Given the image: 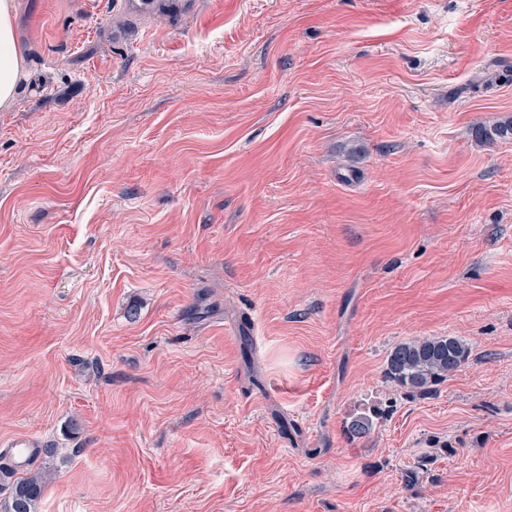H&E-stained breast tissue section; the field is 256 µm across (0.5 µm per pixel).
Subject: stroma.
<instances>
[{"instance_id": "stroma-1", "label": "stroma", "mask_w": 512, "mask_h": 512, "mask_svg": "<svg viewBox=\"0 0 512 512\" xmlns=\"http://www.w3.org/2000/svg\"><path fill=\"white\" fill-rule=\"evenodd\" d=\"M21 0L0 448L38 512H512V0ZM457 336L432 395L397 344ZM370 430L349 437L357 416ZM476 140L482 143L500 140H511L512 139V119L507 122L499 123L491 128H487L485 125H477L474 129ZM470 348L454 336L412 339L388 354L385 378L413 396H427L468 360Z\"/></svg>"}]
</instances>
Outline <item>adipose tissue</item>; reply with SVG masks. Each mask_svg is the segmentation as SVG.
Listing matches in <instances>:
<instances>
[{"instance_id":"ef3b65f1","label":"adipose tissue","mask_w":512,"mask_h":512,"mask_svg":"<svg viewBox=\"0 0 512 512\" xmlns=\"http://www.w3.org/2000/svg\"><path fill=\"white\" fill-rule=\"evenodd\" d=\"M19 0H0V110H9L27 79L25 59L16 39Z\"/></svg>"}]
</instances>
